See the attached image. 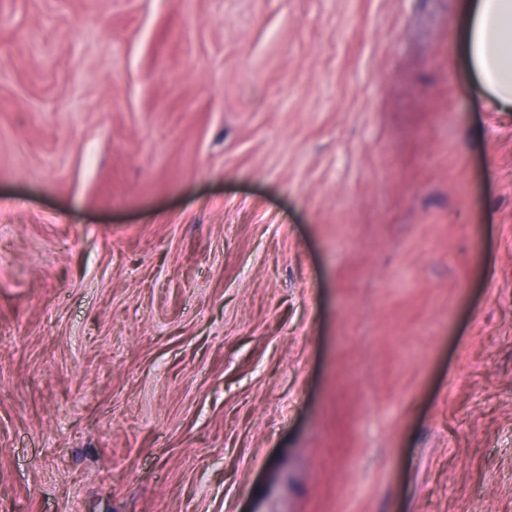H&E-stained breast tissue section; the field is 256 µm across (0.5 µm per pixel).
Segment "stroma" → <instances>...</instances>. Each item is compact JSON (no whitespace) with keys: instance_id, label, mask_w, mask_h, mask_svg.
<instances>
[{"instance_id":"35a3bbf8","label":"stroma","mask_w":512,"mask_h":512,"mask_svg":"<svg viewBox=\"0 0 512 512\" xmlns=\"http://www.w3.org/2000/svg\"><path fill=\"white\" fill-rule=\"evenodd\" d=\"M461 2L0 0V512H512Z\"/></svg>"}]
</instances>
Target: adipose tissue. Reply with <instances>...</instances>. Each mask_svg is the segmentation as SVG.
<instances>
[{
  "label": "adipose tissue",
  "mask_w": 512,
  "mask_h": 512,
  "mask_svg": "<svg viewBox=\"0 0 512 512\" xmlns=\"http://www.w3.org/2000/svg\"><path fill=\"white\" fill-rule=\"evenodd\" d=\"M454 49L491 109L512 112V0H463Z\"/></svg>",
  "instance_id": "ef3b65f1"
}]
</instances>
